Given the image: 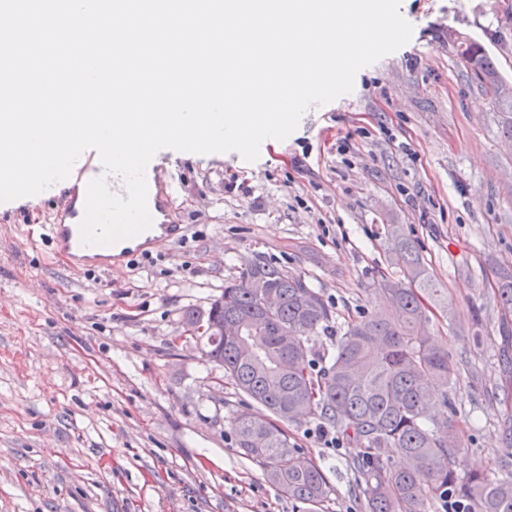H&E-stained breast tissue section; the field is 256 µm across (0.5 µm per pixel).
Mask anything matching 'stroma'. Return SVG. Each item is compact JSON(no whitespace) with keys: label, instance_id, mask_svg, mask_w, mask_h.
I'll list each match as a JSON object with an SVG mask.
<instances>
[{"label":"stroma","instance_id":"1","mask_svg":"<svg viewBox=\"0 0 512 512\" xmlns=\"http://www.w3.org/2000/svg\"><path fill=\"white\" fill-rule=\"evenodd\" d=\"M400 12L410 41L256 162L160 150L184 232L119 267H74L48 239L66 182L0 203V512H302L238 452L232 422L250 401L182 317L267 259L325 300L332 320L310 344L333 351L383 311L378 281L400 277L391 224L447 290L429 318L459 366L447 409L459 470L512 471V313L497 300L512 267V139L461 56L481 44L512 84V0H401ZM325 426L288 428L333 488L320 512H364L359 450L325 447Z\"/></svg>","mask_w":512,"mask_h":512}]
</instances>
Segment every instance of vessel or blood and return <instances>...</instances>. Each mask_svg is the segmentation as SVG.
Segmentation results:
<instances>
[{"mask_svg": "<svg viewBox=\"0 0 512 512\" xmlns=\"http://www.w3.org/2000/svg\"><path fill=\"white\" fill-rule=\"evenodd\" d=\"M102 172L98 153L84 152L72 170L68 190L49 220L61 253L74 265H84L99 257L98 247L82 244L79 225L84 215L86 184ZM146 179L149 205L163 206L175 195L176 186L171 173L163 171L160 166L148 165Z\"/></svg>", "mask_w": 512, "mask_h": 512, "instance_id": "vessel-or-blood-1", "label": "vessel or blood"}]
</instances>
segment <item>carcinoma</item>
<instances>
[{"label":"carcinoma","instance_id":"carcinoma-1","mask_svg":"<svg viewBox=\"0 0 512 512\" xmlns=\"http://www.w3.org/2000/svg\"><path fill=\"white\" fill-rule=\"evenodd\" d=\"M474 80L489 91L499 110L501 131L512 138V86L478 43L464 49ZM389 261L403 279L378 282L389 310L352 323L325 366L314 370L309 337L329 322L319 293L272 262L241 269L206 309H189L185 325L212 317L244 327L241 336H200L202 353L224 369L257 409L239 414L234 434L239 450L260 464L269 483L288 499L319 507L333 492L322 469L296 447L287 426L319 418L362 448L361 473L366 512H427L445 496L457 512H512V479L472 471L461 477L463 444L455 423L438 412L434 394L448 403L457 367L428 326L425 300L442 296L412 244L399 242ZM262 277L279 295L263 308L251 280ZM501 308L512 310V271L500 273ZM403 463H384L387 450Z\"/></svg>","mask_w":512,"mask_h":512}]
</instances>
